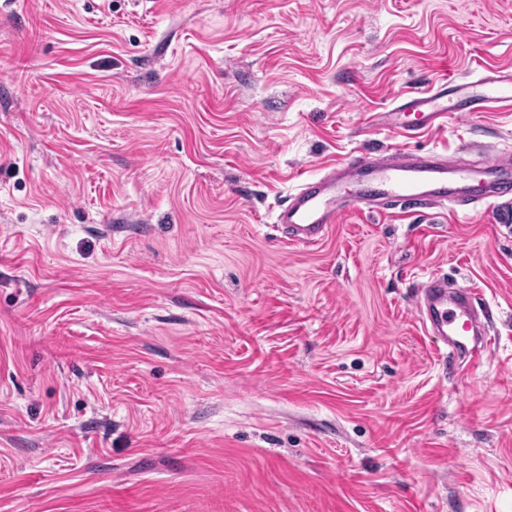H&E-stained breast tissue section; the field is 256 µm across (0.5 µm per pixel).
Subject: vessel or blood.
Returning a JSON list of instances; mask_svg holds the SVG:
<instances>
[{
  "instance_id": "b4317fda",
  "label": "vessel or blood",
  "mask_w": 512,
  "mask_h": 512,
  "mask_svg": "<svg viewBox=\"0 0 512 512\" xmlns=\"http://www.w3.org/2000/svg\"><path fill=\"white\" fill-rule=\"evenodd\" d=\"M512 110V70H484L461 82L438 79L424 92L397 98L382 116L404 134L431 127L454 112ZM494 199L512 202V157L503 155L465 164L435 152L396 151L384 155H351L323 175L305 178L280 204L275 222L287 242L313 246L345 211L365 208L379 213L396 208L445 207L457 212ZM475 288H449L446 278L430 275L419 289V311L429 335L439 337L449 358L467 353L481 362L491 340L467 346L465 336L476 332Z\"/></svg>"
}]
</instances>
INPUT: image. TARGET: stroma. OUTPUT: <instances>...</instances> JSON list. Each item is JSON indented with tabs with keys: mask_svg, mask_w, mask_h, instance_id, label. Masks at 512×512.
Listing matches in <instances>:
<instances>
[{
	"mask_svg": "<svg viewBox=\"0 0 512 512\" xmlns=\"http://www.w3.org/2000/svg\"><path fill=\"white\" fill-rule=\"evenodd\" d=\"M483 67L512 0H0V512H512V205L273 222L354 153L512 148L380 123ZM425 279L419 289V311L428 334L443 341L448 348V358H459L464 352L470 361L480 363L491 348V338L486 337L479 345L470 348L461 341L477 332L478 316L473 308V296L478 295L475 288L448 290L445 277L428 275Z\"/></svg>",
	"mask_w": 512,
	"mask_h": 512,
	"instance_id": "35a3bbf8",
	"label": "stroma"
}]
</instances>
